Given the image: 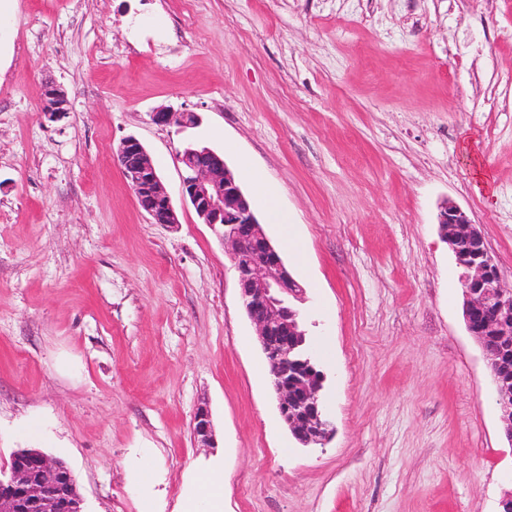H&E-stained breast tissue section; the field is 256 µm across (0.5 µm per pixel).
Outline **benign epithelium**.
Wrapping results in <instances>:
<instances>
[{"label":"benign epithelium","instance_id":"1","mask_svg":"<svg viewBox=\"0 0 512 512\" xmlns=\"http://www.w3.org/2000/svg\"><path fill=\"white\" fill-rule=\"evenodd\" d=\"M40 112L47 118L69 112L65 91L47 85ZM152 121L189 128L198 123V115L161 109L152 113ZM117 159L139 208L156 224L179 223L143 144L133 136L124 138ZM179 162L183 199L202 223L220 228L219 237L235 265L243 305L268 361L283 422L303 447L325 444L332 432L321 397L325 377L312 358L298 350L306 336L296 308L304 301V289L289 275L224 158L207 147L190 144L180 153ZM438 224L461 269L464 320L488 357L500 418L512 441V390L496 373L498 354L487 344L491 336L500 344L512 345V287L503 285L483 234L460 206L444 203ZM193 434L204 447L214 442L213 423L205 406L195 412ZM0 512H84V500L63 460L26 448L14 452L8 475L0 477Z\"/></svg>","mask_w":512,"mask_h":512}]
</instances>
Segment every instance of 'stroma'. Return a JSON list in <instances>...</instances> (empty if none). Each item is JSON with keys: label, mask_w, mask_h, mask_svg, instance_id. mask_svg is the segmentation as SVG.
Returning a JSON list of instances; mask_svg holds the SVG:
<instances>
[{"label": "stroma", "mask_w": 512, "mask_h": 512, "mask_svg": "<svg viewBox=\"0 0 512 512\" xmlns=\"http://www.w3.org/2000/svg\"><path fill=\"white\" fill-rule=\"evenodd\" d=\"M68 95L40 113L45 85ZM198 113L197 127L152 112ZM147 149L179 221L116 162ZM261 172L306 243L333 435L298 445L215 232L181 195L187 143ZM512 286V0H11L0 19V468L38 448L87 512H498L512 491L444 201ZM207 405L216 445L192 422ZM224 497V482L222 477L205 476L198 484L196 496V511L220 512L221 500Z\"/></svg>", "instance_id": "35a3bbf8"}]
</instances>
